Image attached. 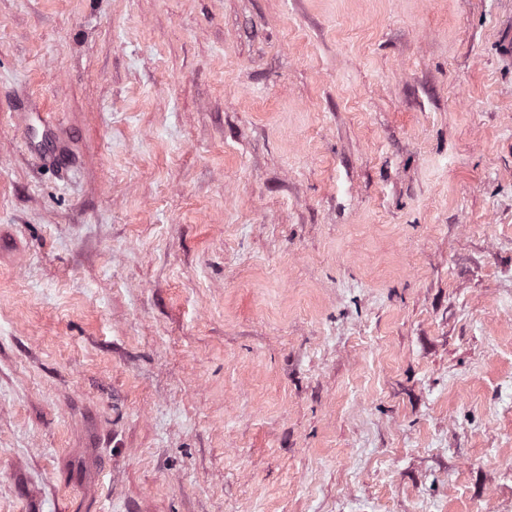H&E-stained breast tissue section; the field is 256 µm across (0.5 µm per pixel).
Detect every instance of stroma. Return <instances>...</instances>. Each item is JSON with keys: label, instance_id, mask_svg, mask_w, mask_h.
<instances>
[{"label": "stroma", "instance_id": "obj_1", "mask_svg": "<svg viewBox=\"0 0 512 512\" xmlns=\"http://www.w3.org/2000/svg\"><path fill=\"white\" fill-rule=\"evenodd\" d=\"M512 0H0V512H512Z\"/></svg>", "mask_w": 512, "mask_h": 512}]
</instances>
